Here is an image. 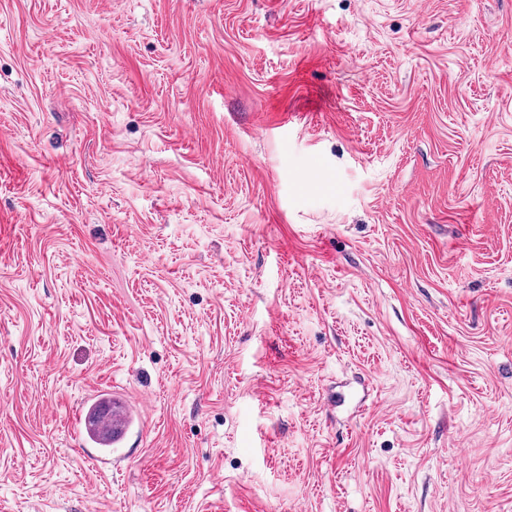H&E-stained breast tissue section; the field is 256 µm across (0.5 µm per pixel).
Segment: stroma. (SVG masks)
<instances>
[{"label": "stroma", "mask_w": 512, "mask_h": 512, "mask_svg": "<svg viewBox=\"0 0 512 512\" xmlns=\"http://www.w3.org/2000/svg\"><path fill=\"white\" fill-rule=\"evenodd\" d=\"M0 512H512V0H0Z\"/></svg>", "instance_id": "obj_1"}]
</instances>
